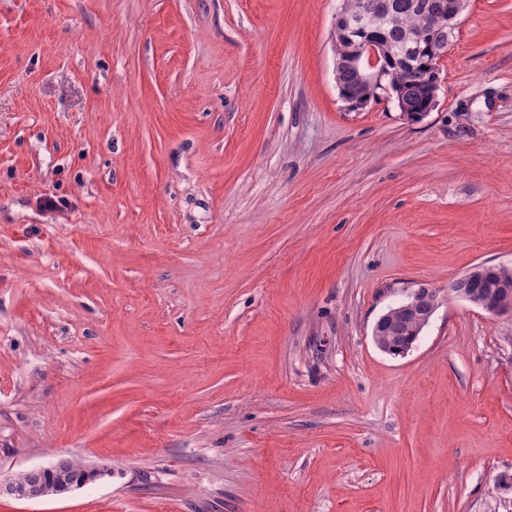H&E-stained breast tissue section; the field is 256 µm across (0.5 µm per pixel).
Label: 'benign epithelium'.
<instances>
[{"mask_svg":"<svg viewBox=\"0 0 512 512\" xmlns=\"http://www.w3.org/2000/svg\"><path fill=\"white\" fill-rule=\"evenodd\" d=\"M466 6V0H434L429 6V25L427 30L403 37L397 43L390 41L389 29L393 27V16L387 0H373L370 10L352 15L341 8L336 13L334 24V43L336 68L348 67L356 74L359 86L352 90H341L346 100L361 97L360 90L368 92L392 91L389 77L394 69H410L419 65L432 68L429 90L432 101H437L441 85V71L438 63L446 56L449 42L436 44L431 40L430 32L448 30L453 36L458 28L459 19ZM492 269L498 275L500 287L512 286V268L481 263L448 284V294L475 305L496 317H511V309H497L483 303L476 294L463 288L465 283H474L482 279L487 270ZM440 290L421 286L407 293L406 297L382 314L373 328V341L376 347L387 355L405 356L418 340V335L428 325L439 305ZM413 315L417 319L415 336L399 346L385 336L386 325ZM41 472L52 475L51 489L28 483V472H18L7 478H0V496L7 495L17 499L37 500L49 495H63L80 489L89 483L112 478V466L101 463L83 466L82 475L76 477L68 471L64 461L59 460Z\"/></svg>","mask_w":512,"mask_h":512,"instance_id":"benign-epithelium-1","label":"benign epithelium"}]
</instances>
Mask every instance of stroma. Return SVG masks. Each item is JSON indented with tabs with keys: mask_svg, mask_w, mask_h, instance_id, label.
Instances as JSON below:
<instances>
[{
	"mask_svg": "<svg viewBox=\"0 0 512 512\" xmlns=\"http://www.w3.org/2000/svg\"><path fill=\"white\" fill-rule=\"evenodd\" d=\"M337 0H0V512H512V0H470L435 108L336 83ZM57 200L45 209L44 198ZM491 268L498 275L501 288H511L512 286V268L506 266H488L484 263L477 264L466 273L455 278L448 284V295L460 298L472 305H475L489 314L496 317H512V292L508 293L497 288V278L489 274L484 277L488 268ZM484 277V278H483ZM483 278V279H482ZM482 279L474 288L478 291V296L487 302L484 304L472 290L463 288L465 283H474ZM499 307H511L508 309H497ZM440 289L420 286L412 289L406 297L382 314L373 328V341L376 347L387 355L405 356L413 348L423 329L428 325L439 305ZM414 315L417 319L415 336L399 346L392 345L408 337L412 332L410 324H396L390 327L384 336L386 325ZM391 336L392 340L388 337ZM32 471L49 472L52 475L49 481L51 489L48 490L41 485L27 483L25 477ZM81 472L80 477L74 476L72 471H67L64 460H59L37 470L18 472L3 479L0 476V496L7 495L17 499L37 500L49 495H63L80 489L89 483L112 478V466L108 463L94 466L84 465ZM26 479L30 482H45L48 480L38 473H30Z\"/></svg>",
	"mask_w": 512,
	"mask_h": 512,
	"instance_id": "obj_1",
	"label": "stroma"
}]
</instances>
